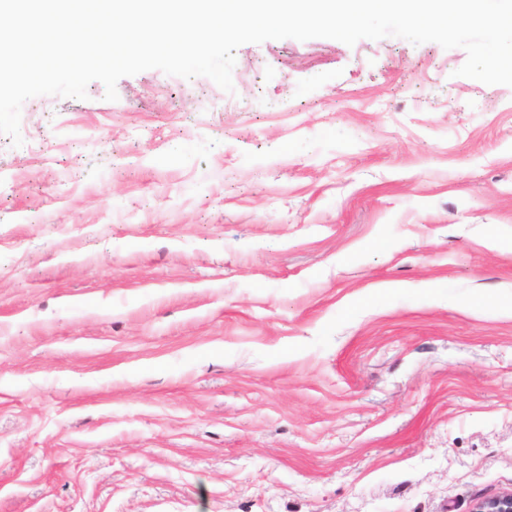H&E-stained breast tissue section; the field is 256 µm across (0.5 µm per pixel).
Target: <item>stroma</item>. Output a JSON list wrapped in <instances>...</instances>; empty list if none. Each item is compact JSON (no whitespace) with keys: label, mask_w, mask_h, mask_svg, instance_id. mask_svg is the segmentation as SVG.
Instances as JSON below:
<instances>
[{"label":"stroma","mask_w":512,"mask_h":512,"mask_svg":"<svg viewBox=\"0 0 512 512\" xmlns=\"http://www.w3.org/2000/svg\"><path fill=\"white\" fill-rule=\"evenodd\" d=\"M0 134V512H472L512 491V87L240 46Z\"/></svg>","instance_id":"1"}]
</instances>
